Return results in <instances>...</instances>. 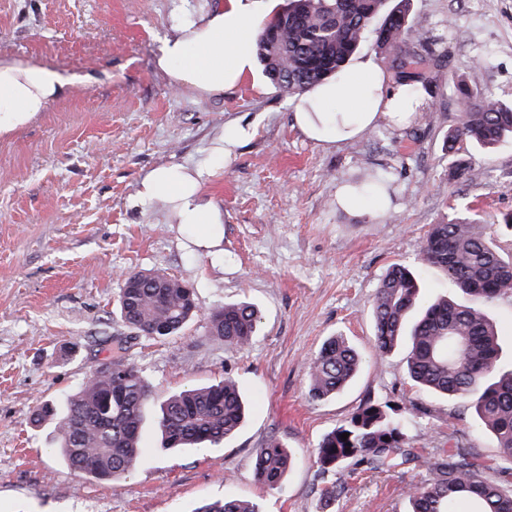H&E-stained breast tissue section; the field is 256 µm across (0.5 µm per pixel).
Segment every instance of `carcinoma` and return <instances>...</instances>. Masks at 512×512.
I'll list each match as a JSON object with an SVG mask.
<instances>
[{"instance_id":"carcinoma-1","label":"carcinoma","mask_w":512,"mask_h":512,"mask_svg":"<svg viewBox=\"0 0 512 512\" xmlns=\"http://www.w3.org/2000/svg\"><path fill=\"white\" fill-rule=\"evenodd\" d=\"M409 0H288L256 40V57L269 82L300 94L340 73L366 41L395 70L397 82L415 84L417 66L433 60L428 38L412 23ZM452 97L462 112L448 135V149L465 141L492 148L512 140V102L483 91L479 71L452 81ZM420 264L444 272L456 296L423 301L416 273L392 266L381 279L372 310L374 345L384 357L407 345L410 380L433 395L472 410L478 425L493 433L500 459L512 462V367L499 355L498 329L490 307L512 296V253L494 238L492 226L460 221L434 224L423 241ZM139 287L121 289L120 317L133 332L166 339L196 316V294L186 283L158 272H134ZM259 311L246 302H229L210 313L209 334L244 347L257 336ZM361 370L357 349L343 336H331L308 360V391L327 400L341 393ZM150 383L117 356L96 368L94 378L69 397L64 411L41 402L32 421H56L60 452L71 469L110 483L131 473L141 452L144 412ZM245 416L237 383L226 378L172 394L160 407L158 427L167 448L205 449L234 434ZM348 434L342 439V434ZM315 462L323 475L338 474L351 463L383 471L410 462L429 470L428 480L405 494L407 512H452L465 500L471 512H512V482L499 481L506 468L488 463L458 444L423 453L411 446L405 419L370 398L342 426L318 443ZM295 456L277 438L255 453L254 479L280 487ZM195 512H262L251 498L207 500Z\"/></svg>"}]
</instances>
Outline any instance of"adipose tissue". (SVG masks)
Returning a JSON list of instances; mask_svg holds the SVG:
<instances>
[{
  "label": "adipose tissue",
  "instance_id": "adipose-tissue-1",
  "mask_svg": "<svg viewBox=\"0 0 512 512\" xmlns=\"http://www.w3.org/2000/svg\"><path fill=\"white\" fill-rule=\"evenodd\" d=\"M262 21L252 0H225L186 32L164 41L156 67L175 89L219 95L251 75L254 43ZM63 79L52 69L0 61V132L45 111L59 96ZM414 88L393 85L370 56L352 61L336 77L306 91L295 120L311 140L332 143L357 138L385 120L404 122L421 107ZM200 172L158 168L141 181L143 198L165 199L176 220L195 224L206 246H217L218 212L200 195Z\"/></svg>",
  "mask_w": 512,
  "mask_h": 512
}]
</instances>
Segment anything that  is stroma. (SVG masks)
Here are the masks:
<instances>
[{"label": "stroma", "instance_id": "stroma-1", "mask_svg": "<svg viewBox=\"0 0 512 512\" xmlns=\"http://www.w3.org/2000/svg\"><path fill=\"white\" fill-rule=\"evenodd\" d=\"M224 0H0V60L57 71L65 86L49 108L0 133V512H194L207 499L253 497L263 512H404L426 482L417 463L388 472L343 470L345 492L325 503L313 452L366 399L407 418L413 446L444 448L449 433L482 458L500 455L473 414L408 380L403 351L374 348L372 302L393 264L415 267L432 225L512 214V140L485 153L448 151L459 108L452 79L480 68L485 89L512 102V0H412L410 17L439 52L407 124L386 123L329 145L295 121L300 95L255 72L218 96L173 90L154 60L165 39ZM244 136L212 155L230 128ZM472 163L476 179L454 174ZM202 169L201 194L223 217L219 246L142 199L143 177ZM374 179L389 205L345 210L337 191ZM159 271L194 287L199 312L179 336L135 335L117 312L127 273ZM253 302L259 334L244 349L210 336L209 312ZM363 359L343 393L308 396L306 361L330 336ZM125 340L127 362L153 398L230 377L249 405L222 447L161 448L146 419L135 471L111 484L74 472L54 422L35 407L63 403ZM457 415L449 424V415ZM277 437L296 463L281 487L253 479L257 448Z\"/></svg>", "mask_w": 512, "mask_h": 512}]
</instances>
